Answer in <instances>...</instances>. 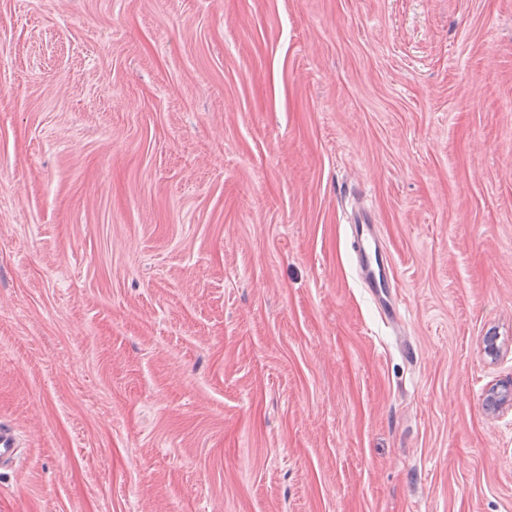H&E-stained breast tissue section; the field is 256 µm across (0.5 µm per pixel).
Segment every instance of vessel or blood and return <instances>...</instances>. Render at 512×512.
I'll use <instances>...</instances> for the list:
<instances>
[{
	"label": "vessel or blood",
	"mask_w": 512,
	"mask_h": 512,
	"mask_svg": "<svg viewBox=\"0 0 512 512\" xmlns=\"http://www.w3.org/2000/svg\"><path fill=\"white\" fill-rule=\"evenodd\" d=\"M351 257L356 269L357 281L366 288L381 321L397 326L402 317L403 302L395 291L391 257L381 246L374 212L359 209L350 226ZM20 456V445L14 428L0 421V467H7Z\"/></svg>",
	"instance_id": "obj_1"
}]
</instances>
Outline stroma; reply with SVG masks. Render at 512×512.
I'll use <instances>...</instances> for the list:
<instances>
[{"mask_svg": "<svg viewBox=\"0 0 512 512\" xmlns=\"http://www.w3.org/2000/svg\"><path fill=\"white\" fill-rule=\"evenodd\" d=\"M510 382L512 0H0V512H512ZM352 222L350 247L357 281L366 288L381 321L395 327L401 321L403 302L394 289L391 257L379 242L375 214L369 208L358 209ZM20 445L14 428L5 421H0V467H8L17 462Z\"/></svg>", "mask_w": 512, "mask_h": 512, "instance_id": "35a3bbf8", "label": "stroma"}]
</instances>
